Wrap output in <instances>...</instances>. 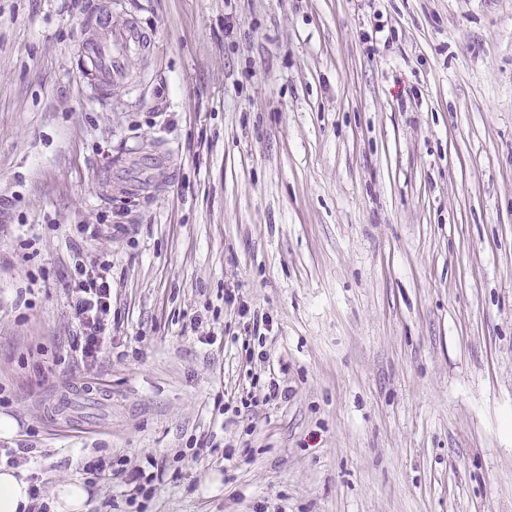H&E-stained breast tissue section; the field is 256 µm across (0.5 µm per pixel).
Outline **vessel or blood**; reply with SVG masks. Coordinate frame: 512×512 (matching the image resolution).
I'll return each mask as SVG.
<instances>
[{
    "instance_id": "1",
    "label": "vessel or blood",
    "mask_w": 512,
    "mask_h": 512,
    "mask_svg": "<svg viewBox=\"0 0 512 512\" xmlns=\"http://www.w3.org/2000/svg\"><path fill=\"white\" fill-rule=\"evenodd\" d=\"M94 19L97 29L83 47V58L97 87L105 91L126 84L130 61L143 53L148 40L131 18L118 20L101 10Z\"/></svg>"
}]
</instances>
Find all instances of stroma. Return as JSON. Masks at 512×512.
Instances as JSON below:
<instances>
[{
    "label": "stroma",
    "mask_w": 512,
    "mask_h": 512,
    "mask_svg": "<svg viewBox=\"0 0 512 512\" xmlns=\"http://www.w3.org/2000/svg\"><path fill=\"white\" fill-rule=\"evenodd\" d=\"M63 2L0 0L19 477L99 455L165 466L143 512H512V0H106L151 48L100 94ZM79 256L112 263L92 368ZM210 429L229 456L189 457Z\"/></svg>",
    "instance_id": "obj_1"
}]
</instances>
